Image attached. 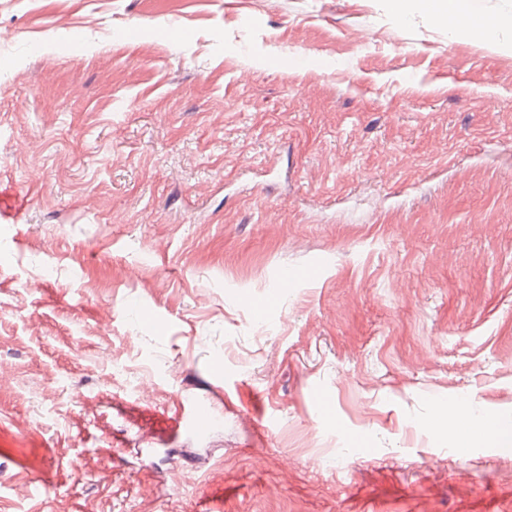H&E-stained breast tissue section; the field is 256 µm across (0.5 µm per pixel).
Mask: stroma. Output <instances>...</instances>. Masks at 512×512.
<instances>
[{"instance_id":"1","label":"stroma","mask_w":512,"mask_h":512,"mask_svg":"<svg viewBox=\"0 0 512 512\" xmlns=\"http://www.w3.org/2000/svg\"><path fill=\"white\" fill-rule=\"evenodd\" d=\"M463 398L512 415V36L0 0V512H512ZM172 426H185L201 433L208 429L212 420L211 408L202 401H192L187 408L179 409L174 417Z\"/></svg>"}]
</instances>
